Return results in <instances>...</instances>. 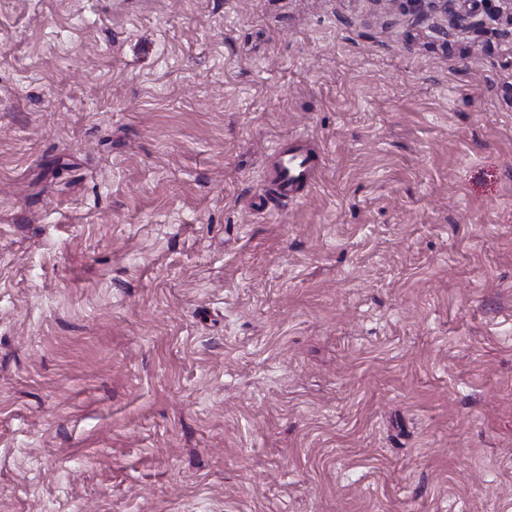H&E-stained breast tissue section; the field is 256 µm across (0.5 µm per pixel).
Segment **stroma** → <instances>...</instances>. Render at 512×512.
<instances>
[{
	"mask_svg": "<svg viewBox=\"0 0 512 512\" xmlns=\"http://www.w3.org/2000/svg\"><path fill=\"white\" fill-rule=\"evenodd\" d=\"M501 30L0 0V512H512ZM316 166V159L300 149L283 150L273 182V198L277 202L296 198L298 191L310 181Z\"/></svg>",
	"mask_w": 512,
	"mask_h": 512,
	"instance_id": "obj_1",
	"label": "stroma"
}]
</instances>
